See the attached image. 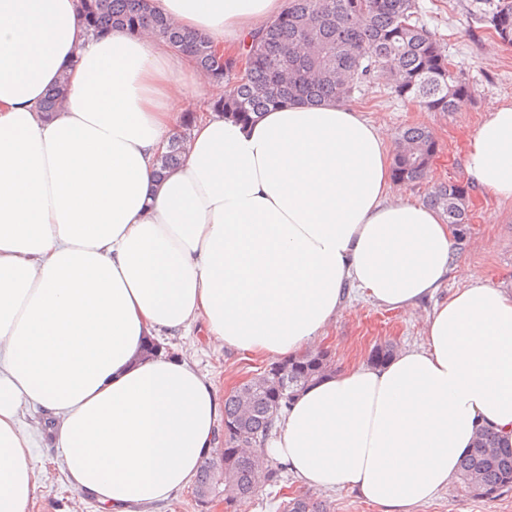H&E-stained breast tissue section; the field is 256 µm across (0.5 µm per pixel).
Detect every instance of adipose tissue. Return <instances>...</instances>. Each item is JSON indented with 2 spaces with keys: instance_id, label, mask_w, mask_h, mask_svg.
Returning a JSON list of instances; mask_svg holds the SVG:
<instances>
[{
  "instance_id": "1",
  "label": "adipose tissue",
  "mask_w": 512,
  "mask_h": 512,
  "mask_svg": "<svg viewBox=\"0 0 512 512\" xmlns=\"http://www.w3.org/2000/svg\"><path fill=\"white\" fill-rule=\"evenodd\" d=\"M235 53L283 0H149ZM65 100L41 103L59 78ZM162 38L87 34L79 0H0V512L37 488L25 408L53 422L74 487L136 512L188 486L224 403L187 360L145 354L203 322L225 349L315 344L354 290L436 304L420 345L301 389L269 456L303 484L413 512L455 481L479 430L512 442V291L456 260L437 211L392 192L393 145L358 109L282 105L242 124ZM195 111L181 164L159 173ZM472 187L512 203V102L477 127Z\"/></svg>"
}]
</instances>
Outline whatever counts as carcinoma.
Returning a JSON list of instances; mask_svg holds the SVG:
<instances>
[{
  "label": "carcinoma",
  "mask_w": 512,
  "mask_h": 512,
  "mask_svg": "<svg viewBox=\"0 0 512 512\" xmlns=\"http://www.w3.org/2000/svg\"><path fill=\"white\" fill-rule=\"evenodd\" d=\"M479 20L502 43L512 44V0H474ZM87 31L104 36L114 28L130 34L149 32L192 58L209 78L225 85L224 96L210 102L214 112L250 121L270 107L346 103L365 83L380 85L392 96L416 103L428 112H454L471 96L469 82L453 69L444 43L418 16L416 0H287L281 13L266 22L238 58L225 56L203 33L190 32L175 22L149 14L148 0H80ZM66 82L48 90L43 109L52 111L63 100ZM194 116L186 112L180 131L158 159L159 172L179 165ZM437 142L420 124L403 128L395 141L392 173L398 183L424 180ZM468 186L439 185L426 202L448 224L470 219ZM283 372H263L224 399V420L239 434L224 437L217 458L208 457L195 478L199 501L216 492L232 493L230 507L256 494L254 473L264 469L278 484L284 467L270 461L265 444L293 396L333 371L327 354L307 352L277 361ZM457 484L465 492L491 499L512 488V446L485 430L461 460ZM282 512H326L306 496L283 503Z\"/></svg>",
  "instance_id": "carcinoma-1"
}]
</instances>
